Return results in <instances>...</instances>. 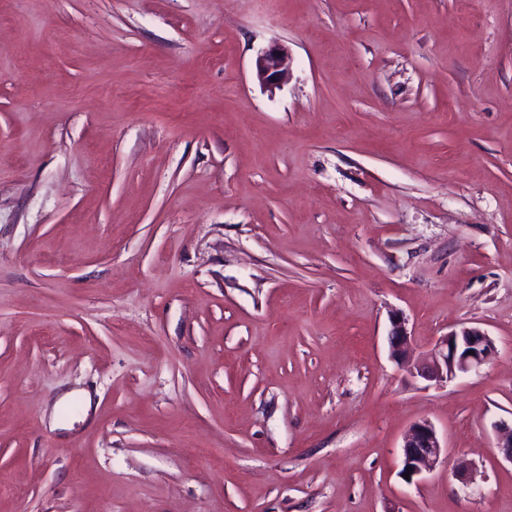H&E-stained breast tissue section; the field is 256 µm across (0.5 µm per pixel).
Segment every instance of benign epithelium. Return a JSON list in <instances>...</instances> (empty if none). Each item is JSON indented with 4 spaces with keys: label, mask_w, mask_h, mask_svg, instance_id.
Segmentation results:
<instances>
[{
    "label": "benign epithelium",
    "mask_w": 512,
    "mask_h": 512,
    "mask_svg": "<svg viewBox=\"0 0 512 512\" xmlns=\"http://www.w3.org/2000/svg\"><path fill=\"white\" fill-rule=\"evenodd\" d=\"M255 68L256 78L263 87L270 90L280 87L288 79V51L277 42L270 44L258 56ZM388 339L394 362L410 376L435 386L478 372L496 352L494 340L484 330L461 326L435 339L427 354L414 360L409 352L412 335L408 320L399 313L390 317ZM493 431L495 453L512 462V423L496 422ZM447 457V445L441 441L431 422L421 420L410 427L402 446V472H410L413 479L445 462ZM456 476L468 489L477 480V469L461 461Z\"/></svg>",
    "instance_id": "benign-epithelium-1"
}]
</instances>
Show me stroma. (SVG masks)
I'll list each match as a JSON object with an SVG mask.
<instances>
[{
    "instance_id": "35a3bbf8",
    "label": "stroma",
    "mask_w": 512,
    "mask_h": 512,
    "mask_svg": "<svg viewBox=\"0 0 512 512\" xmlns=\"http://www.w3.org/2000/svg\"><path fill=\"white\" fill-rule=\"evenodd\" d=\"M511 419L512 0H0V512H512ZM256 78L265 88H279L288 79V51L273 42L258 56L255 64ZM388 339L394 362L411 377L421 378L435 386L477 373L496 352L494 340L484 330L476 326H461L439 336L422 359L414 360L409 352L412 335L408 320L399 313L390 317ZM468 351H474V355ZM495 442L493 449L497 455L512 463V419L510 424L505 421L493 424ZM402 448V470L404 474L411 468L409 481L430 471L435 465L444 463L448 448L439 438L433 424L427 420L414 423L408 430Z\"/></svg>"
}]
</instances>
